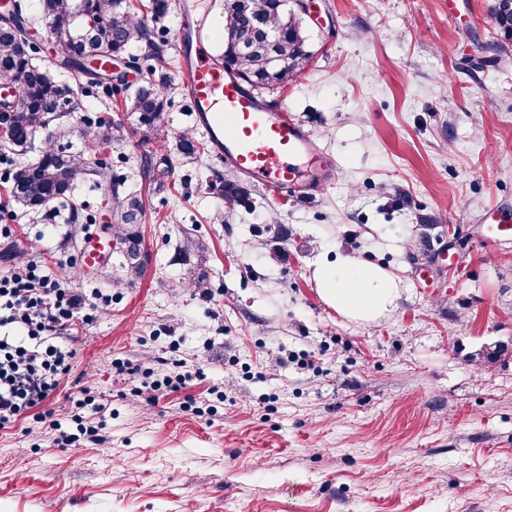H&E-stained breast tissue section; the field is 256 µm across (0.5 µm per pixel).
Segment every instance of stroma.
<instances>
[{
	"label": "stroma",
	"instance_id": "35a3bbf8",
	"mask_svg": "<svg viewBox=\"0 0 512 512\" xmlns=\"http://www.w3.org/2000/svg\"><path fill=\"white\" fill-rule=\"evenodd\" d=\"M492 3L311 0L312 56L262 98L335 157L330 184L245 178L228 212L223 166L142 128L100 145L108 178L77 220L0 179V273L32 259L104 309L75 370L107 419L70 448L28 435L30 417L0 432V512H512V242L481 224L512 215V43L490 50ZM165 77L172 130L195 131L176 66ZM123 100L87 90L66 120L95 130ZM129 193L147 253L131 284L117 261L76 262ZM339 251L397 276L395 311L366 324L325 305L314 264ZM143 370L192 379L152 403L134 394ZM483 223L488 224L486 240L495 243L499 239L512 237V224L509 219L497 209H491L483 217Z\"/></svg>",
	"mask_w": 512,
	"mask_h": 512
}]
</instances>
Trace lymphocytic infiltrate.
I'll use <instances>...</instances> for the list:
<instances>
[{"label":"lymphocytic infiltrate","instance_id":"lymphocytic-infiltrate-1","mask_svg":"<svg viewBox=\"0 0 512 512\" xmlns=\"http://www.w3.org/2000/svg\"><path fill=\"white\" fill-rule=\"evenodd\" d=\"M98 307L79 305L73 289L44 275L37 262L20 260L12 273L0 277V327L15 326L14 336H0V431L11 430L34 416L53 433V443L72 446L78 434L96 436L105 423L104 406L91 396L82 378L74 379L69 414L77 433L62 431L48 401L65 377H72L76 351L59 343L61 331L88 324Z\"/></svg>","mask_w":512,"mask_h":512}]
</instances>
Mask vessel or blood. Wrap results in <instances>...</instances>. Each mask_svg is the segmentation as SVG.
Here are the masks:
<instances>
[{
	"instance_id": "obj_1",
	"label": "vessel or blood",
	"mask_w": 512,
	"mask_h": 512,
	"mask_svg": "<svg viewBox=\"0 0 512 512\" xmlns=\"http://www.w3.org/2000/svg\"><path fill=\"white\" fill-rule=\"evenodd\" d=\"M203 29L193 0H186L176 52L196 127L208 140L212 158L276 193L302 188L301 159L316 165L320 176L333 174L335 158L317 150L303 123L286 108L268 107L258 94L213 62L212 55L220 47L205 41ZM483 221L489 242L512 237V220L498 210L486 212Z\"/></svg>"
}]
</instances>
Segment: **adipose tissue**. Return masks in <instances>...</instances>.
I'll use <instances>...</instances> for the list:
<instances>
[{"label": "adipose tissue", "instance_id": "adipose-tissue-1", "mask_svg": "<svg viewBox=\"0 0 512 512\" xmlns=\"http://www.w3.org/2000/svg\"><path fill=\"white\" fill-rule=\"evenodd\" d=\"M313 277L321 299L329 307L364 323L393 312L401 294L393 272L342 254L332 261H317Z\"/></svg>", "mask_w": 512, "mask_h": 512}]
</instances>
